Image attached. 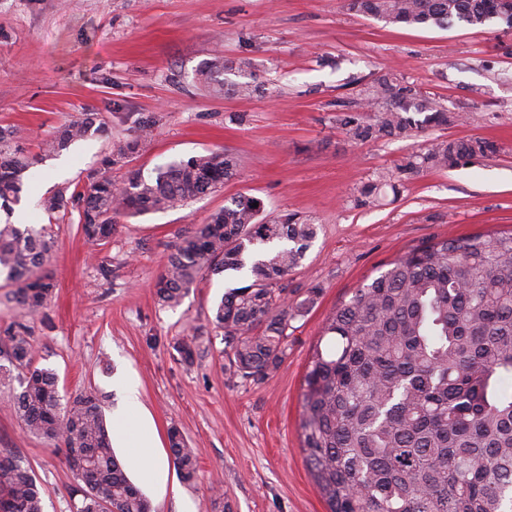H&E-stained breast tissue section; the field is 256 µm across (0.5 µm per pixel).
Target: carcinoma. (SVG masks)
<instances>
[{
  "mask_svg": "<svg viewBox=\"0 0 512 512\" xmlns=\"http://www.w3.org/2000/svg\"><path fill=\"white\" fill-rule=\"evenodd\" d=\"M347 8L387 25L490 23L512 32V0H347ZM248 76L228 82L224 73ZM197 79L214 94L251 96L259 90L249 62L213 55ZM369 118L340 112L348 140H406L461 115L439 107L416 84L388 73L371 86ZM99 117L84 113L42 144L45 156L91 135ZM154 122H139L137 140L114 164L151 139ZM19 131L0 128V202L18 203L32 159L13 142ZM496 147L481 138L441 140L406 157L400 171L452 168ZM237 158L209 151L170 161L146 178L120 182L91 173L71 194L45 198L50 214L77 207L83 235L112 236L114 218L176 209L215 192L237 175ZM257 198L240 195L183 235L155 281L158 301L176 307L200 277L249 273L229 289L212 322L223 331L224 371L262 381L288 358V322L315 302L312 289L288 303L287 277L317 235L295 213L262 216ZM55 248L46 229L0 224V273L18 284L16 306L34 311L52 297L44 273ZM304 376L302 453L329 512H512V231L430 239L388 264L326 318ZM186 362L198 337L174 346ZM0 383L17 384L12 409L25 429L64 453L76 486L75 512H150L112 448L97 392L60 394L54 373L32 365L26 327L0 331ZM180 478L197 476V453L181 432L168 431ZM0 512H43V493L26 460L0 448Z\"/></svg>",
  "mask_w": 512,
  "mask_h": 512,
  "instance_id": "obj_1",
  "label": "carcinoma"
}]
</instances>
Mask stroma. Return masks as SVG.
I'll return each mask as SVG.
<instances>
[{
  "mask_svg": "<svg viewBox=\"0 0 512 512\" xmlns=\"http://www.w3.org/2000/svg\"><path fill=\"white\" fill-rule=\"evenodd\" d=\"M216 52L254 60L260 92L217 97L200 84L196 69ZM391 72L466 122L349 141L336 126L338 103L363 98ZM84 112L98 113L104 132L42 156L41 141ZM147 119L152 138L109 165ZM9 126L35 159L21 206L57 247L44 308L19 313L14 284L0 276V330L24 323L34 365L55 372L61 392L97 389L106 416L122 400L119 382H135L162 457L173 426L197 448L195 483L171 466L162 486L144 489L154 512H328L300 450L303 379L327 316L422 241L512 229V34L487 27L393 26L345 0H0V127ZM470 137L497 154L400 174L414 146ZM221 149L239 161L235 180L183 207L117 218L98 244L81 234L77 209L52 216L41 207L94 171L147 176ZM376 182L377 201L360 205ZM244 194L260 198L267 217L296 213L317 226L288 276L289 301L312 288L316 300L289 329L286 361L260 382L228 379L212 323L215 303L246 275H205L175 308L153 290L179 236ZM192 334L200 347L187 364L174 345ZM12 393L0 385V448L30 463L45 512H72L71 470L23 429Z\"/></svg>",
  "mask_w": 512,
  "mask_h": 512,
  "instance_id": "1",
  "label": "stroma"
}]
</instances>
